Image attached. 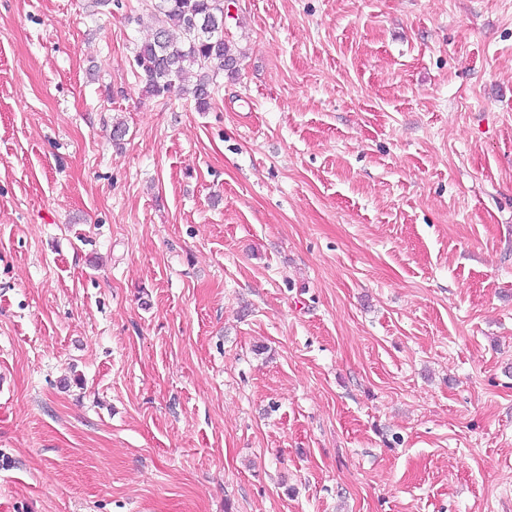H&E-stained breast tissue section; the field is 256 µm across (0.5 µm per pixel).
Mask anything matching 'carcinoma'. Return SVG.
Segmentation results:
<instances>
[{
	"label": "carcinoma",
	"mask_w": 512,
	"mask_h": 512,
	"mask_svg": "<svg viewBox=\"0 0 512 512\" xmlns=\"http://www.w3.org/2000/svg\"><path fill=\"white\" fill-rule=\"evenodd\" d=\"M150 18L153 37L133 57L146 91L161 96L192 76L188 93L208 111L218 76L235 74L239 62L224 37V0H152Z\"/></svg>",
	"instance_id": "carcinoma-1"
}]
</instances>
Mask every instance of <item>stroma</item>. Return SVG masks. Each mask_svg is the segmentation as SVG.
<instances>
[{"instance_id":"stroma-1","label":"stroma","mask_w":512,"mask_h":512,"mask_svg":"<svg viewBox=\"0 0 512 512\" xmlns=\"http://www.w3.org/2000/svg\"><path fill=\"white\" fill-rule=\"evenodd\" d=\"M226 3L0 0V507L512 512V0ZM152 39L135 50L133 65L154 96L192 75L187 89L196 108L208 111L220 74H235L239 58L224 37V0H150ZM179 32V41L171 35Z\"/></svg>"}]
</instances>
